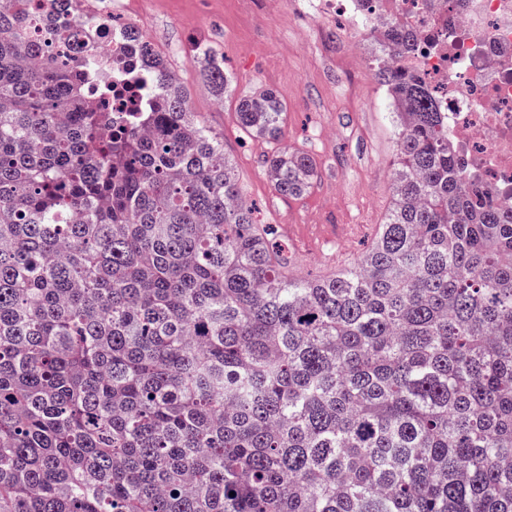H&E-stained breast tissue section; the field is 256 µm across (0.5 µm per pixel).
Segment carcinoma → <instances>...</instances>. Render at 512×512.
Wrapping results in <instances>:
<instances>
[{
	"label": "carcinoma",
	"mask_w": 512,
	"mask_h": 512,
	"mask_svg": "<svg viewBox=\"0 0 512 512\" xmlns=\"http://www.w3.org/2000/svg\"><path fill=\"white\" fill-rule=\"evenodd\" d=\"M0 8V512H512V209L389 53L393 207L359 260L288 274L222 141L135 27L139 103L83 0ZM206 76L224 93V65ZM274 142L272 90L241 100ZM283 196L317 177L279 148Z\"/></svg>",
	"instance_id": "1"
}]
</instances>
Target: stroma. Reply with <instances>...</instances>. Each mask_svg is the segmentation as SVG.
Returning a JSON list of instances; mask_svg holds the SVG:
<instances>
[{"label": "stroma", "instance_id": "35a3bbf8", "mask_svg": "<svg viewBox=\"0 0 512 512\" xmlns=\"http://www.w3.org/2000/svg\"><path fill=\"white\" fill-rule=\"evenodd\" d=\"M124 2L128 20L166 54L189 110L223 140L256 222L311 243L295 261V274L332 271L325 256L338 248L322 239L331 225H363L343 250L345 264L356 263L392 208L396 162V119L374 78L372 41L339 15L315 24L310 0H287L279 11L266 0ZM198 44L223 62L224 96H216L192 60ZM261 89L276 92L286 108L277 144L239 129V100ZM279 144L316 161L318 175L301 196L277 194L267 177L265 161Z\"/></svg>", "mask_w": 512, "mask_h": 512}]
</instances>
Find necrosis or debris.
Listing matches in <instances>:
<instances>
[{
	"instance_id": "1",
	"label": "necrosis or debris",
	"mask_w": 512,
	"mask_h": 512,
	"mask_svg": "<svg viewBox=\"0 0 512 512\" xmlns=\"http://www.w3.org/2000/svg\"><path fill=\"white\" fill-rule=\"evenodd\" d=\"M321 12L348 15L378 38L382 22L413 31L408 54L393 65L420 73L438 93L468 185L512 205V0H321ZM98 56L113 70H139V48L124 28L102 17L94 32Z\"/></svg>"
}]
</instances>
